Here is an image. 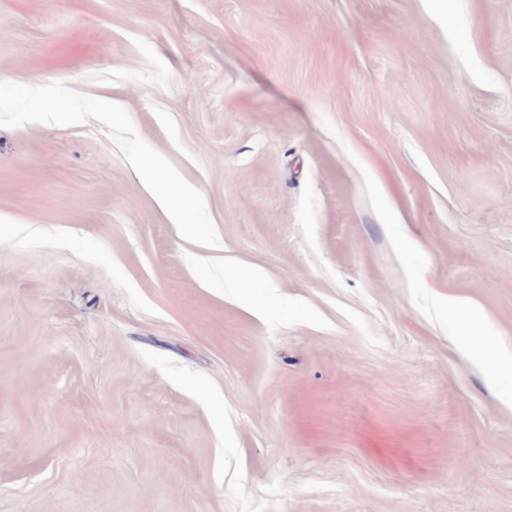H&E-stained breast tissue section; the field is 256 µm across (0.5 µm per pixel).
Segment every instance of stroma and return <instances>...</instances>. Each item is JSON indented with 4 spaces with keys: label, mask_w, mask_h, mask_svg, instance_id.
Masks as SVG:
<instances>
[{
    "label": "stroma",
    "mask_w": 512,
    "mask_h": 512,
    "mask_svg": "<svg viewBox=\"0 0 512 512\" xmlns=\"http://www.w3.org/2000/svg\"><path fill=\"white\" fill-rule=\"evenodd\" d=\"M446 3L0 0V512H512V0Z\"/></svg>",
    "instance_id": "1"
}]
</instances>
